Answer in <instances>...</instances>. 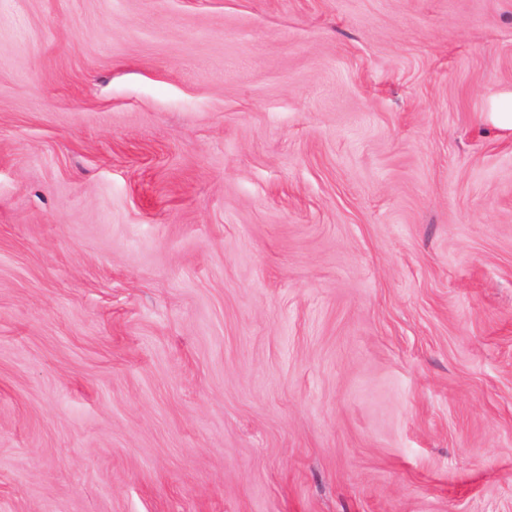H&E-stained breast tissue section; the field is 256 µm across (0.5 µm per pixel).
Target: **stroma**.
<instances>
[{"instance_id":"stroma-1","label":"stroma","mask_w":512,"mask_h":512,"mask_svg":"<svg viewBox=\"0 0 512 512\" xmlns=\"http://www.w3.org/2000/svg\"><path fill=\"white\" fill-rule=\"evenodd\" d=\"M512 0H0V512H512Z\"/></svg>"}]
</instances>
